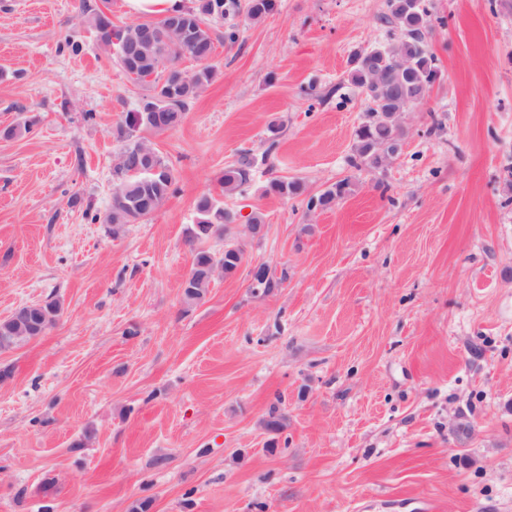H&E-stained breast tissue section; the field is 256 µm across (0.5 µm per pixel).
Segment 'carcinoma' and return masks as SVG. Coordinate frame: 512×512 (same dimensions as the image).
Instances as JSON below:
<instances>
[{
	"label": "carcinoma",
	"mask_w": 512,
	"mask_h": 512,
	"mask_svg": "<svg viewBox=\"0 0 512 512\" xmlns=\"http://www.w3.org/2000/svg\"><path fill=\"white\" fill-rule=\"evenodd\" d=\"M274 0H249L247 14L259 18L274 9ZM390 15L385 17L399 31L396 42L365 50L357 54L355 67L348 80L362 89L368 102L367 119L355 132L351 166L380 169L394 158L395 144L405 137L399 115L408 106L425 98L439 69L428 51L427 36L431 30V13L426 0H388ZM239 0H196L184 11L158 19L131 21L123 25L112 23V17L98 7L82 3L80 23L92 30L100 45L110 51L113 38L125 40L137 48L136 59L118 57L125 73L134 81L152 79L151 93L142 98L137 108L126 114L116 126V139L124 142L126 152L139 142L149 150L155 173L129 172L119 166L112 176L123 181L121 193L112 195L104 223L112 225V236L120 234L127 224H136L156 211L175 191L176 178L172 164L137 133L143 130L156 135L177 127L190 105L211 83L216 66L200 65L184 77H176L179 62L185 57L196 58L214 52L213 25L224 23L239 13ZM387 145L386 155L375 153L374 146ZM254 160L241 158L224 169L219 179L221 195H231L250 181ZM350 190V180L344 178L307 200L308 209H328ZM197 222L188 229L189 241L195 244L191 278L184 281L183 304L192 308L206 296L212 281L211 271L220 265L224 275H234L243 261L244 251L226 250L220 256L196 246L209 237L214 226L226 224L228 215L224 202L213 195H204L196 202ZM61 315L58 301L50 300L29 308V321L41 322L52 328ZM0 336H17L19 346L30 341L25 331L6 319L0 320Z\"/></svg>",
	"instance_id": "carcinoma-1"
}]
</instances>
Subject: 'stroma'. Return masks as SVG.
Here are the masks:
<instances>
[{
    "mask_svg": "<svg viewBox=\"0 0 512 512\" xmlns=\"http://www.w3.org/2000/svg\"><path fill=\"white\" fill-rule=\"evenodd\" d=\"M428 3L440 79L377 170L349 164L367 105L348 73L390 43L387 0L239 11L152 138L175 193L115 236L114 131L150 85L78 27L80 0H0V319L62 307L0 352V512H512V0ZM245 155L224 197L244 260L185 309L196 201ZM254 160L249 157H242L236 164L224 169L219 179L221 195H231L250 181L251 172L254 167ZM349 178L337 181L334 185L327 188L318 195H312L307 200V207L312 209H328L336 201V199L344 197L350 190ZM28 309L29 321L31 322V325L28 326V328H33L35 325L44 322L47 325V329L43 330L44 333L57 323L61 315V306L56 300L46 301L42 304H35Z\"/></svg>",
    "mask_w": 512,
    "mask_h": 512,
    "instance_id": "obj_1",
    "label": "stroma"
}]
</instances>
